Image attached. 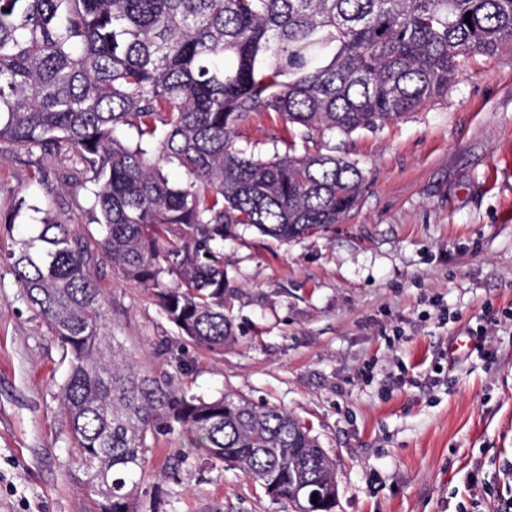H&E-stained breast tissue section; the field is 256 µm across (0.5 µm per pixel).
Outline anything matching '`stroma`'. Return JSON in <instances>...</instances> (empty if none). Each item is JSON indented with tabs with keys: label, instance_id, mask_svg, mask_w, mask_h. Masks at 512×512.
<instances>
[{
	"label": "stroma",
	"instance_id": "stroma-1",
	"mask_svg": "<svg viewBox=\"0 0 512 512\" xmlns=\"http://www.w3.org/2000/svg\"><path fill=\"white\" fill-rule=\"evenodd\" d=\"M262 157L335 152L357 163L358 206L290 241L238 225L224 242L235 340L187 344L142 288L94 268L126 349L188 396L220 393L295 414L336 461L335 512H499L512 500V48L476 55L446 96L376 131L291 139L272 114L241 126ZM77 158L0 155V512H85L58 392L68 361L20 298L8 260L45 209L87 226ZM159 434L140 512H292L238 470L189 459Z\"/></svg>",
	"mask_w": 512,
	"mask_h": 512
}]
</instances>
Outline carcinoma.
Returning a JSON list of instances; mask_svg holds the SVG:
<instances>
[{
  "label": "carcinoma",
  "mask_w": 512,
  "mask_h": 512,
  "mask_svg": "<svg viewBox=\"0 0 512 512\" xmlns=\"http://www.w3.org/2000/svg\"><path fill=\"white\" fill-rule=\"evenodd\" d=\"M511 46L512 0H0V155L73 153L93 186L97 231L48 209L41 252L23 241L10 257L68 357L59 398L94 512H138L148 437L175 423L187 450L170 474L194 455L273 500L305 486L334 512L335 462L310 429L276 405L179 394L115 341L91 266L148 289L182 338L223 354L224 240L239 224L280 240L323 231L363 181L334 154L238 146L251 115L305 140L372 131Z\"/></svg>",
  "instance_id": "1"
}]
</instances>
